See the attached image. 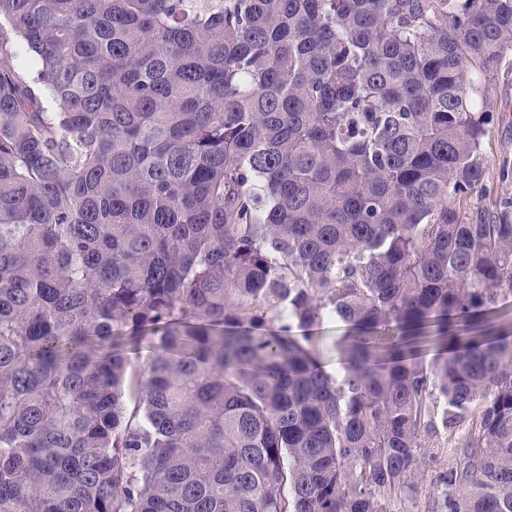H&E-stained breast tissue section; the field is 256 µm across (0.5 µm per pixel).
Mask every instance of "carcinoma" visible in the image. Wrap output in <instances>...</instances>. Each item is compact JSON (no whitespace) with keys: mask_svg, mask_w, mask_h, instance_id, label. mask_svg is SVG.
<instances>
[{"mask_svg":"<svg viewBox=\"0 0 512 512\" xmlns=\"http://www.w3.org/2000/svg\"><path fill=\"white\" fill-rule=\"evenodd\" d=\"M506 71L512 0H0V512H399L439 427L512 512ZM497 102V116L490 125L487 138V151L491 158L488 177L490 181L497 182L498 162L504 156L512 159V76L500 75L495 90ZM503 115V119L501 116ZM487 317L494 321L495 336H512V297L501 301ZM347 326L344 322L332 318L324 320L312 329L313 336H320L322 345V355L320 361L325 370L336 376L340 373L342 365L338 351L336 350V340L346 334Z\"/></svg>","mask_w":512,"mask_h":512,"instance_id":"cac0c4a2","label":"carcinoma"}]
</instances>
